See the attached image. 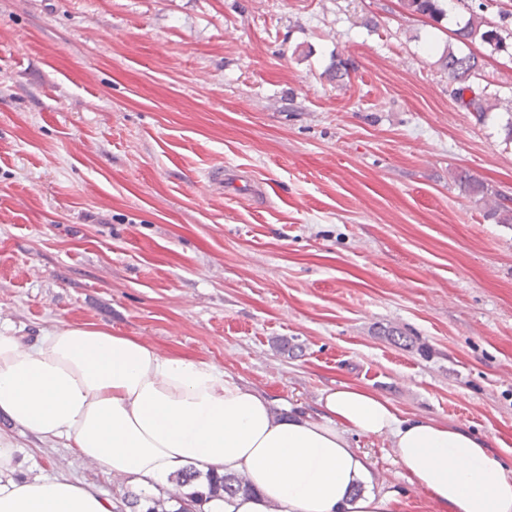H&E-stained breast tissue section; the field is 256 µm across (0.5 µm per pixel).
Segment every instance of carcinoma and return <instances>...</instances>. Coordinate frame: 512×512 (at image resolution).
<instances>
[{
    "instance_id": "cac0c4a2",
    "label": "carcinoma",
    "mask_w": 512,
    "mask_h": 512,
    "mask_svg": "<svg viewBox=\"0 0 512 512\" xmlns=\"http://www.w3.org/2000/svg\"><path fill=\"white\" fill-rule=\"evenodd\" d=\"M444 0H400L404 10L412 15L427 17L438 21L445 16ZM454 34L465 47L479 45L484 48L479 56L472 51L464 52L448 49L439 64L448 73L450 96L465 111L470 112L478 122L485 121L488 112L499 105V100L484 88H479L476 80L482 70L483 58H491L512 49V33L503 34L502 30L489 25L476 11H471L467 19ZM464 188L482 202L491 203V216L508 224L512 222V197L501 193L489 184L480 181L466 172L456 175ZM174 492L167 500L142 498L128 494V504L133 512H185L184 504L190 502L203 512L201 506L211 500L224 499L248 491L246 480L241 476L226 474L209 475L200 481V472L189 466L183 469L173 480Z\"/></svg>"
}]
</instances>
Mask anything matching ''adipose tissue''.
Segmentation results:
<instances>
[{
    "instance_id": "1",
    "label": "adipose tissue",
    "mask_w": 512,
    "mask_h": 512,
    "mask_svg": "<svg viewBox=\"0 0 512 512\" xmlns=\"http://www.w3.org/2000/svg\"><path fill=\"white\" fill-rule=\"evenodd\" d=\"M320 410L275 414L265 395L213 362L164 354L134 336L62 322L35 342L0 332V416L46 444L65 442L106 473L154 491L192 465L245 477L249 494L216 512H390L351 435L387 437L408 482L436 512H512V468L484 438L343 382ZM17 447L0 431V512H112L69 478H17Z\"/></svg>"
}]
</instances>
